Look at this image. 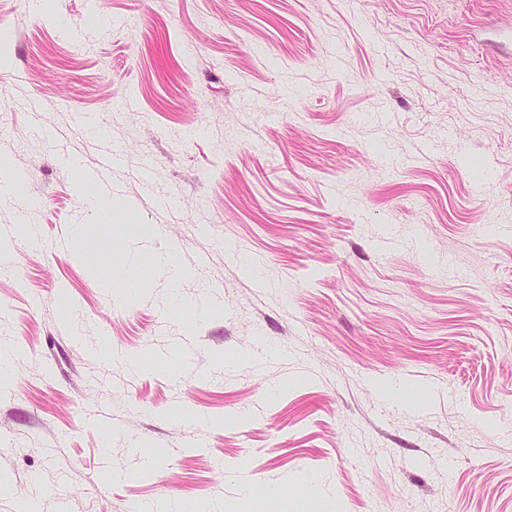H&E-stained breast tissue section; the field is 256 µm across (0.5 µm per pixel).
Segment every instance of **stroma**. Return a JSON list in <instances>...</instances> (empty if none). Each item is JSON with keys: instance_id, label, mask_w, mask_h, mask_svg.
<instances>
[{"instance_id": "35a3bbf8", "label": "stroma", "mask_w": 512, "mask_h": 512, "mask_svg": "<svg viewBox=\"0 0 512 512\" xmlns=\"http://www.w3.org/2000/svg\"><path fill=\"white\" fill-rule=\"evenodd\" d=\"M1 101L0 512H512V0H0ZM120 156L121 154L117 149H112V145L102 141L100 161L91 175L92 182L98 186H102L103 188L110 186L112 165L115 161L120 159ZM155 264L172 284H176L191 275V271L186 265L175 260L171 250L157 254Z\"/></svg>"}]
</instances>
